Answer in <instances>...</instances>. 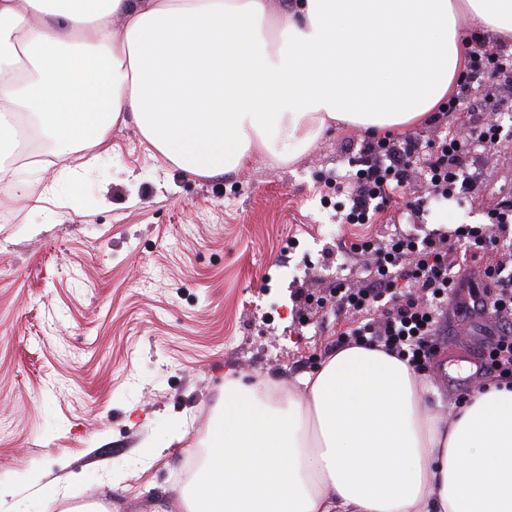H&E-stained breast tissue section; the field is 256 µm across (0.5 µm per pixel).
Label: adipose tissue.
Here are the masks:
<instances>
[{
  "instance_id": "ef3b65f1",
  "label": "adipose tissue",
  "mask_w": 512,
  "mask_h": 512,
  "mask_svg": "<svg viewBox=\"0 0 512 512\" xmlns=\"http://www.w3.org/2000/svg\"><path fill=\"white\" fill-rule=\"evenodd\" d=\"M462 17L512 39V0H0V189L27 193L21 114L56 155L131 124L160 165L207 178L296 161L341 124L424 122L464 65ZM423 393L365 346L288 390L225 372L183 512H512V384L446 425Z\"/></svg>"
}]
</instances>
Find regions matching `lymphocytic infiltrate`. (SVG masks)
Listing matches in <instances>:
<instances>
[{
  "instance_id": "lymphocytic-infiltrate-1",
  "label": "lymphocytic infiltrate",
  "mask_w": 512,
  "mask_h": 512,
  "mask_svg": "<svg viewBox=\"0 0 512 512\" xmlns=\"http://www.w3.org/2000/svg\"><path fill=\"white\" fill-rule=\"evenodd\" d=\"M470 63L489 61L480 80L464 76L458 92L448 100V138L430 151H420L417 138L384 137L367 142L358 158L359 169L352 182L337 181L336 191L347 197V224L372 223L377 214L401 196L413 174L428 175L440 196L455 193L458 174L470 154L496 149L501 134L498 122H488L469 133H461L465 115L478 103L476 90L496 81L498 64L507 63L503 46L482 42L470 48ZM512 231V202L502 201L490 213V221L475 226L460 224L448 233L421 239L398 236L376 250L362 269L358 287L336 284L331 294L339 308L373 310L389 300L391 308L382 322L367 321L343 333L340 342L362 343L406 359L413 366L429 359L435 350L433 338L439 319L456 303L462 288H469L473 311L498 319L500 331L492 337L482 356L487 373L512 379V267L494 255ZM454 239L463 250L460 259L448 260L442 246ZM479 261L478 270L468 271L469 261Z\"/></svg>"
}]
</instances>
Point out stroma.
Instances as JSON below:
<instances>
[{
    "instance_id": "35a3bbf8",
    "label": "stroma",
    "mask_w": 512,
    "mask_h": 512,
    "mask_svg": "<svg viewBox=\"0 0 512 512\" xmlns=\"http://www.w3.org/2000/svg\"><path fill=\"white\" fill-rule=\"evenodd\" d=\"M369 138L334 127L293 163L257 155L215 178L158 166L132 125L112 129L107 159L94 148L58 158L35 141L83 176L36 205L0 198V477L61 488L53 502L23 489V512H182L173 487L209 431L225 369L296 385L351 326V312L316 301L364 262L359 244L484 224L512 196L511 136L467 158L473 192L432 198L417 174L405 202L421 201L419 213L399 202L375 223H337L345 198L325 183ZM447 327L434 339L447 370L420 368L423 400L445 423L499 324L451 312ZM182 426L167 462L143 469L148 443Z\"/></svg>"
}]
</instances>
